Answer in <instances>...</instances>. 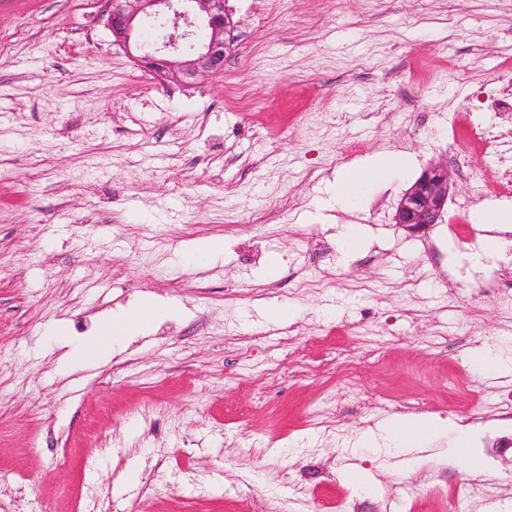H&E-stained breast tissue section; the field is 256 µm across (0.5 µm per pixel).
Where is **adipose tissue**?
I'll use <instances>...</instances> for the list:
<instances>
[{
	"label": "adipose tissue",
	"mask_w": 512,
	"mask_h": 512,
	"mask_svg": "<svg viewBox=\"0 0 512 512\" xmlns=\"http://www.w3.org/2000/svg\"><path fill=\"white\" fill-rule=\"evenodd\" d=\"M412 167L413 159L406 154L367 158L340 174L333 188L336 201L344 206L355 204L367 188L407 172ZM168 312L166 305L154 301L139 303L130 311L109 318L98 333L85 342L83 353L88 357L97 356L108 345L110 337L147 328ZM381 430L382 439L364 437L362 447H378L383 453L391 454L427 447L436 438L448 434L452 440L448 452L441 458L443 464L462 466L475 475L484 474L487 470V462L478 449V428L474 424H451L427 415H405L387 418Z\"/></svg>",
	"instance_id": "1"
}]
</instances>
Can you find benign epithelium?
<instances>
[{
  "mask_svg": "<svg viewBox=\"0 0 512 512\" xmlns=\"http://www.w3.org/2000/svg\"><path fill=\"white\" fill-rule=\"evenodd\" d=\"M112 43L165 84L191 88L224 73L234 46L226 0H105ZM448 168L434 165L404 192L395 223L420 232L443 221Z\"/></svg>",
  "mask_w": 512,
  "mask_h": 512,
  "instance_id": "1",
  "label": "benign epithelium"
}]
</instances>
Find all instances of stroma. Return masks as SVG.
I'll return each instance as SVG.
<instances>
[{
	"label": "stroma",
	"instance_id": "1",
	"mask_svg": "<svg viewBox=\"0 0 512 512\" xmlns=\"http://www.w3.org/2000/svg\"><path fill=\"white\" fill-rule=\"evenodd\" d=\"M226 8L224 73L186 91L113 45L104 0H0V512H512V452L475 479L359 445L395 414L512 433V369L472 371L512 355V263L463 258L474 211L512 204V0ZM383 151L417 164L337 207ZM443 162L442 223L394 224ZM147 297L176 315L77 356ZM339 249L346 254H356L364 246V238L354 224H345L337 238ZM508 359L492 350L476 354L472 361L473 371L484 377H493L504 371Z\"/></svg>",
	"mask_w": 512,
	"mask_h": 512
}]
</instances>
